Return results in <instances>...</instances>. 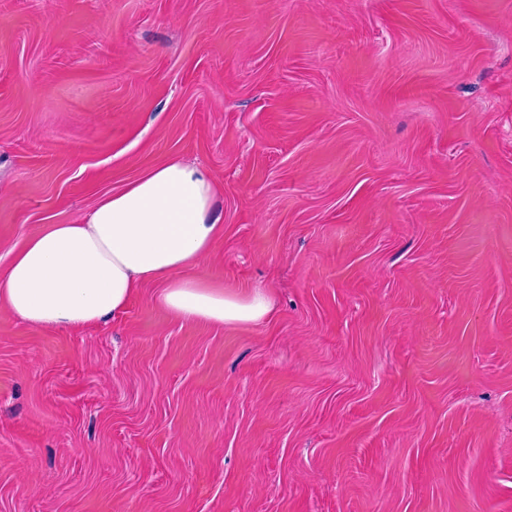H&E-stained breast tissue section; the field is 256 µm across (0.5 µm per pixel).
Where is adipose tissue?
I'll list each match as a JSON object with an SVG mask.
<instances>
[{"instance_id":"adipose-tissue-1","label":"adipose tissue","mask_w":512,"mask_h":512,"mask_svg":"<svg viewBox=\"0 0 512 512\" xmlns=\"http://www.w3.org/2000/svg\"><path fill=\"white\" fill-rule=\"evenodd\" d=\"M208 170L170 159L100 198L77 224L29 237L0 275V308L34 327H91L124 311L139 288L161 283L159 304L178 318L258 324L274 311L262 288L193 276L223 233Z\"/></svg>"}]
</instances>
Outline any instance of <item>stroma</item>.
I'll return each instance as SVG.
<instances>
[{
	"mask_svg": "<svg viewBox=\"0 0 512 512\" xmlns=\"http://www.w3.org/2000/svg\"><path fill=\"white\" fill-rule=\"evenodd\" d=\"M172 158L274 313L0 309V512H512V0H0V274Z\"/></svg>",
	"mask_w": 512,
	"mask_h": 512,
	"instance_id": "stroma-1",
	"label": "stroma"
}]
</instances>
